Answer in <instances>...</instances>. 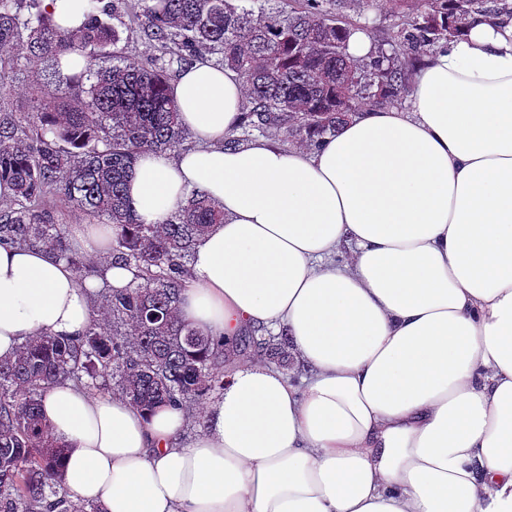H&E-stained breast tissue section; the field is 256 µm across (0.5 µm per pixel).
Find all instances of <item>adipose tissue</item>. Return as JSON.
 <instances>
[{
	"label": "adipose tissue",
	"instance_id": "obj_1",
	"mask_svg": "<svg viewBox=\"0 0 512 512\" xmlns=\"http://www.w3.org/2000/svg\"><path fill=\"white\" fill-rule=\"evenodd\" d=\"M168 94L195 146L142 154L127 196L144 224L195 188L224 211L180 316L228 344L287 332L295 368L236 360L189 440L180 408L53 385L61 488L100 512H512V22L471 20L408 107L361 109L310 149L225 147L242 81L210 58ZM112 238L69 227L89 258ZM132 280L0 247V358L81 336L98 289Z\"/></svg>",
	"mask_w": 512,
	"mask_h": 512
}]
</instances>
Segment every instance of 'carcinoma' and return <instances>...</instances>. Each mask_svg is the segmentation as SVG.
<instances>
[{
  "instance_id": "obj_1",
  "label": "carcinoma",
  "mask_w": 512,
  "mask_h": 512,
  "mask_svg": "<svg viewBox=\"0 0 512 512\" xmlns=\"http://www.w3.org/2000/svg\"><path fill=\"white\" fill-rule=\"evenodd\" d=\"M22 0H0V89L9 85L16 51L34 62L78 52L88 67L65 78L61 101L31 112L0 113V246L44 248L82 279L108 265L135 271L126 288H106L100 317L76 340L42 334L0 359V512H100L58 488L64 445L40 413L51 385L71 382L119 395L140 408L202 407L224 390L231 355L288 366V338L249 334L231 349L224 337L182 322L178 304L191 278L195 242L224 211L199 190L164 224H142L126 180L144 152L183 147L187 131L167 94L169 72L204 54L236 70L245 88L240 123L224 139L235 148L273 132L305 147L336 133L367 104L388 105L409 93L416 69L458 37L469 20L512 17V0H386L396 18L391 50L358 59L348 14L361 0H113L125 7L158 55L148 62L117 56L119 30L90 10L76 32L59 29L43 0H28L34 19L20 20ZM112 58V65L97 61ZM59 201L117 229L107 256L94 263L73 251Z\"/></svg>"
}]
</instances>
